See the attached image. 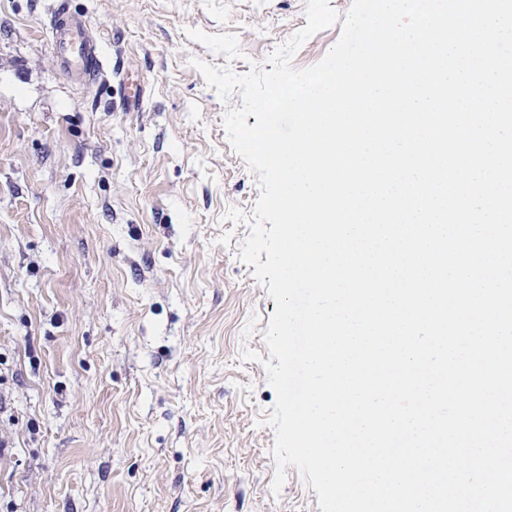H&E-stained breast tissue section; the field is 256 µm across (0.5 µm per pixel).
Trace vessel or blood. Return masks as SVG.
I'll return each mask as SVG.
<instances>
[{
  "mask_svg": "<svg viewBox=\"0 0 512 512\" xmlns=\"http://www.w3.org/2000/svg\"><path fill=\"white\" fill-rule=\"evenodd\" d=\"M52 45L64 73L73 79L92 82L104 72L100 42L85 23L68 11L55 15Z\"/></svg>",
  "mask_w": 512,
  "mask_h": 512,
  "instance_id": "obj_1",
  "label": "vessel or blood"
}]
</instances>
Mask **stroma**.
I'll use <instances>...</instances> for the list:
<instances>
[{
	"instance_id": "stroma-1",
	"label": "stroma",
	"mask_w": 512,
	"mask_h": 512,
	"mask_svg": "<svg viewBox=\"0 0 512 512\" xmlns=\"http://www.w3.org/2000/svg\"><path fill=\"white\" fill-rule=\"evenodd\" d=\"M61 3L96 32L107 79L58 67ZM304 9L0 0V512H321L295 467L272 489L276 304L239 257L248 224L225 218L252 215L260 187L223 126L240 94L191 65L249 72ZM192 29L237 34L242 58Z\"/></svg>"
}]
</instances>
